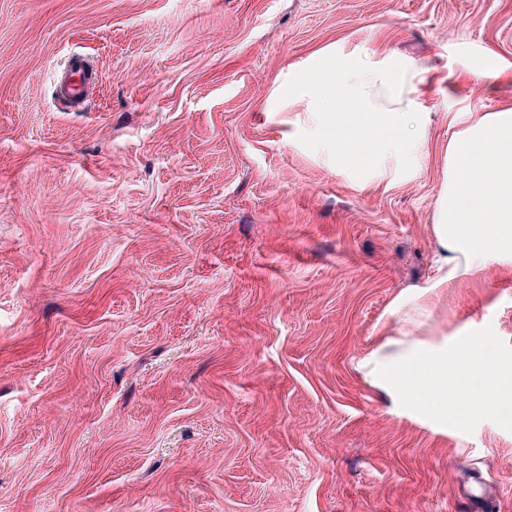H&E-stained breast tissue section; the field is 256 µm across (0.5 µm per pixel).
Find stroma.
<instances>
[{"mask_svg": "<svg viewBox=\"0 0 512 512\" xmlns=\"http://www.w3.org/2000/svg\"><path fill=\"white\" fill-rule=\"evenodd\" d=\"M327 47L433 69L429 156L391 184L267 109ZM73 52L102 72L81 111L52 95ZM507 108L512 0H0V512H512V423L358 369L435 274L454 114ZM435 307L512 367V276Z\"/></svg>", "mask_w": 512, "mask_h": 512, "instance_id": "1", "label": "stroma"}]
</instances>
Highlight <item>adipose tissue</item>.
Here are the masks:
<instances>
[{
  "label": "adipose tissue",
  "mask_w": 512,
  "mask_h": 512,
  "mask_svg": "<svg viewBox=\"0 0 512 512\" xmlns=\"http://www.w3.org/2000/svg\"><path fill=\"white\" fill-rule=\"evenodd\" d=\"M334 57L329 49L313 56L308 73L289 83V100L305 104L293 139L308 140L331 158L341 132L365 133L373 151L356 171L373 183L425 160L431 114L422 99L430 66L387 55L356 56L338 67ZM454 123L432 224L437 273L393 299L383 322L387 336L360 367L371 385L394 393L408 408L447 416L453 386L467 394L469 412L491 409L510 421L512 370L500 365L490 344L420 335L432 318L433 297L492 263L512 273V109L463 112ZM470 166L479 168V176L461 179Z\"/></svg>",
  "instance_id": "1"
}]
</instances>
